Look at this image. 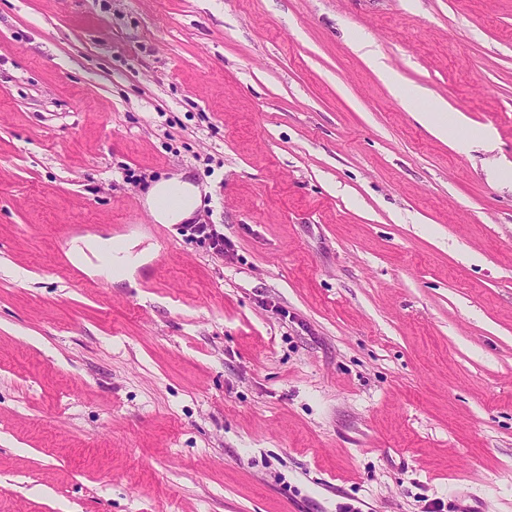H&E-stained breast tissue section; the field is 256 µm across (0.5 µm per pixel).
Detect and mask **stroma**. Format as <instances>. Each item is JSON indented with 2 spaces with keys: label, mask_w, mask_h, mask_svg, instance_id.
I'll return each mask as SVG.
<instances>
[{
  "label": "stroma",
  "mask_w": 512,
  "mask_h": 512,
  "mask_svg": "<svg viewBox=\"0 0 512 512\" xmlns=\"http://www.w3.org/2000/svg\"><path fill=\"white\" fill-rule=\"evenodd\" d=\"M496 163L512 0H0V512H512ZM178 171L232 258L152 222ZM443 107L436 101L429 102L424 108L416 112L418 120L425 126H429L440 136L448 137V124L444 121ZM110 241L111 240L106 241V240H102L100 238H94V239L92 238V240L85 241L84 246L88 251H90L94 255L100 257L102 260H104L106 257H112V263L115 261V264L118 267H122V268L127 267L125 274L119 275V276H117V278L118 279L128 278L129 274L131 272V269L134 265V261L129 262L127 255L119 256L118 254H116L115 256L114 255L112 256L111 252H110ZM84 249L81 247H77V251L74 256L78 261L83 262L85 259H87Z\"/></svg>",
  "instance_id": "35a3bbf8"
}]
</instances>
